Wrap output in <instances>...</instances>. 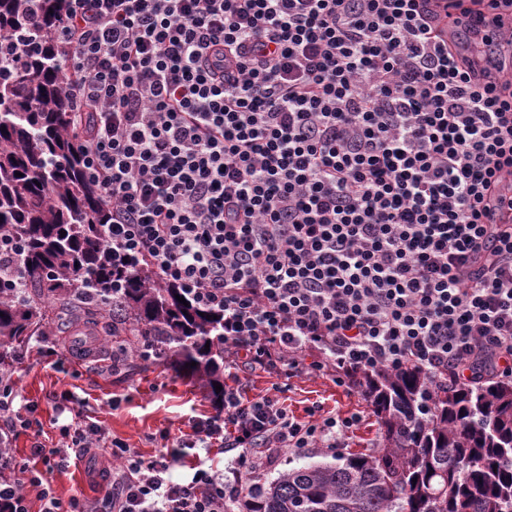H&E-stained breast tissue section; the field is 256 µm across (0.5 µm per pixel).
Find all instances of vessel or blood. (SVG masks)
Wrapping results in <instances>:
<instances>
[{
  "label": "vessel or blood",
  "instance_id": "1",
  "mask_svg": "<svg viewBox=\"0 0 512 512\" xmlns=\"http://www.w3.org/2000/svg\"><path fill=\"white\" fill-rule=\"evenodd\" d=\"M448 33L476 69L498 79L512 75V10L484 0L479 12L456 16Z\"/></svg>",
  "mask_w": 512,
  "mask_h": 512
}]
</instances>
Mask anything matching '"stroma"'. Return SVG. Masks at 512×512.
Returning a JSON list of instances; mask_svg holds the SVG:
<instances>
[{
	"label": "stroma",
	"instance_id": "1",
	"mask_svg": "<svg viewBox=\"0 0 512 512\" xmlns=\"http://www.w3.org/2000/svg\"><path fill=\"white\" fill-rule=\"evenodd\" d=\"M79 306H50L51 319L66 316L68 327L52 328L46 342L30 341L16 369L17 388L23 399L37 403L36 416L42 423L40 435L19 433L12 442L17 458L30 456L34 442L46 447L57 444L58 422L74 415L99 423L109 439L126 443L143 459L159 458L163 450L154 436L164 427L189 430V417L210 415L218 405L201 383L189 380L166 360L144 361L128 355L121 369L112 367V339L98 328L85 324ZM246 397L272 393L285 386L290 411L305 416L312 404L346 416L363 413V425L347 439L351 453L370 454L380 446L381 428L360 392L336 386L331 375H298L283 379L267 373L243 375ZM107 451L95 456L79 455L77 464L54 472L52 486L59 498L81 494L89 501L104 498L109 484L99 475Z\"/></svg>",
	"mask_w": 512,
	"mask_h": 512
}]
</instances>
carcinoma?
I'll use <instances>...</instances> for the list:
<instances>
[{"instance_id": "1", "label": "carcinoma", "mask_w": 512, "mask_h": 512, "mask_svg": "<svg viewBox=\"0 0 512 512\" xmlns=\"http://www.w3.org/2000/svg\"><path fill=\"white\" fill-rule=\"evenodd\" d=\"M60 2L0 0V37L37 32L16 61L0 46V233L19 244V276L0 286V367L45 332L47 303L78 302L112 335L158 343L222 403L214 384H224V315L183 305V290L154 283L146 265L112 268L101 242L109 214L84 178L82 118L62 91ZM351 380L371 402L380 448L258 483L236 512H512L511 380L432 389L411 368L357 371Z\"/></svg>"}]
</instances>
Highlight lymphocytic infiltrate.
<instances>
[{"mask_svg": "<svg viewBox=\"0 0 512 512\" xmlns=\"http://www.w3.org/2000/svg\"><path fill=\"white\" fill-rule=\"evenodd\" d=\"M430 0H67L63 88L87 115L85 176L121 268L148 265L224 314L234 383L214 414L110 445L112 493L49 481L98 423L38 427L0 369V512H228L279 450L338 452L362 417L247 398L239 371L285 377L419 370L431 386L512 378V224L481 217L512 175V80L478 79ZM230 452L227 469L189 450Z\"/></svg>", "mask_w": 512, "mask_h": 512, "instance_id": "obj_1", "label": "lymphocytic infiltrate"}]
</instances>
